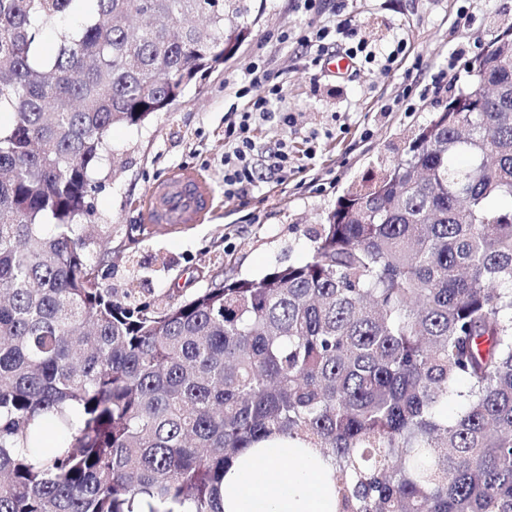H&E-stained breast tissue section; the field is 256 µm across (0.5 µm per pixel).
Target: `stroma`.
<instances>
[{
    "mask_svg": "<svg viewBox=\"0 0 512 512\" xmlns=\"http://www.w3.org/2000/svg\"><path fill=\"white\" fill-rule=\"evenodd\" d=\"M249 33L218 68L197 77L179 104L138 126H118L106 140L93 173L100 185L89 221L112 227L102 287L116 296L189 299L217 275L260 278L299 265L313 235L337 199L380 173L411 132L428 123L449 97L467 87V63L512 29V0H320L318 13L301 0H246ZM350 19L367 50L350 55L355 40L333 34L338 17ZM329 28L321 44L297 46L307 26ZM288 42H279L281 33ZM459 60L442 85L431 75ZM349 56L336 75L331 56ZM266 78L251 91L280 89V116L256 120L250 136L253 164L263 180L246 193H224V129L241 112L235 84L248 68ZM293 116L283 123L282 114ZM288 162L278 167V151ZM189 168L214 191L202 224H149L140 200L168 173Z\"/></svg>",
    "mask_w": 512,
    "mask_h": 512,
    "instance_id": "obj_1",
    "label": "stroma"
}]
</instances>
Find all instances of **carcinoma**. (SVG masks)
<instances>
[{
    "label": "carcinoma",
    "mask_w": 512,
    "mask_h": 512,
    "mask_svg": "<svg viewBox=\"0 0 512 512\" xmlns=\"http://www.w3.org/2000/svg\"><path fill=\"white\" fill-rule=\"evenodd\" d=\"M245 12L0 0V512H224L272 434L333 459L338 512H512V31L304 264L163 308L101 288L107 136L222 65Z\"/></svg>",
    "instance_id": "carcinoma-1"
}]
</instances>
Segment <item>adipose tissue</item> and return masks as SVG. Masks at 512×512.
<instances>
[{"instance_id":"adipose-tissue-1","label":"adipose tissue","mask_w":512,"mask_h":512,"mask_svg":"<svg viewBox=\"0 0 512 512\" xmlns=\"http://www.w3.org/2000/svg\"><path fill=\"white\" fill-rule=\"evenodd\" d=\"M334 466L303 442L274 435L224 473V512H337Z\"/></svg>"}]
</instances>
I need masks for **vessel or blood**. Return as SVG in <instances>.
<instances>
[{
    "mask_svg": "<svg viewBox=\"0 0 512 512\" xmlns=\"http://www.w3.org/2000/svg\"><path fill=\"white\" fill-rule=\"evenodd\" d=\"M213 200V189L201 174L180 169L148 194L142 206L152 224H201L209 218Z\"/></svg>",
    "mask_w": 512,
    "mask_h": 512,
    "instance_id": "b4317fda",
    "label": "vessel or blood"
}]
</instances>
